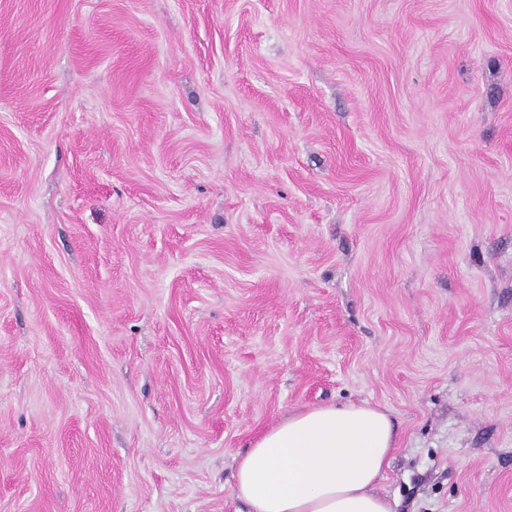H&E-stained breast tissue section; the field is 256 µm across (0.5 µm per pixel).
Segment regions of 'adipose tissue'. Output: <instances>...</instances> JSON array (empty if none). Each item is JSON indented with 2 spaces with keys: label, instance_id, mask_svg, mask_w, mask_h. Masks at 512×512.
<instances>
[{
  "label": "adipose tissue",
  "instance_id": "1",
  "mask_svg": "<svg viewBox=\"0 0 512 512\" xmlns=\"http://www.w3.org/2000/svg\"><path fill=\"white\" fill-rule=\"evenodd\" d=\"M396 444L392 419L379 407L297 410L239 455L233 490L250 512H393L376 486Z\"/></svg>",
  "mask_w": 512,
  "mask_h": 512
}]
</instances>
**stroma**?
I'll return each instance as SVG.
<instances>
[{
	"label": "stroma",
	"instance_id": "obj_1",
	"mask_svg": "<svg viewBox=\"0 0 512 512\" xmlns=\"http://www.w3.org/2000/svg\"><path fill=\"white\" fill-rule=\"evenodd\" d=\"M347 402L512 512V0H0V512H247Z\"/></svg>",
	"mask_w": 512,
	"mask_h": 512
}]
</instances>
